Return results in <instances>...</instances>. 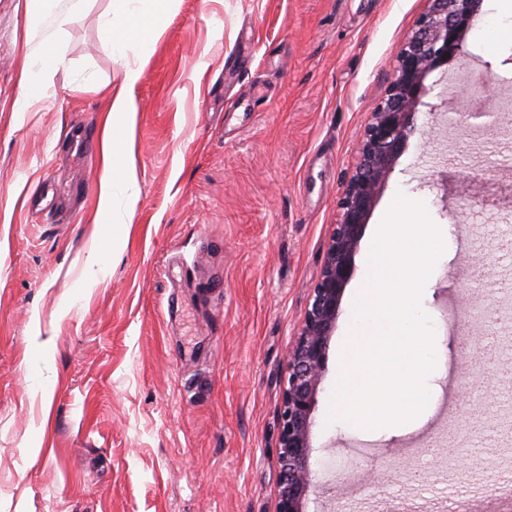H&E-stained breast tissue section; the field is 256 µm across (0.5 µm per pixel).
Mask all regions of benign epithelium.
<instances>
[{"mask_svg":"<svg viewBox=\"0 0 512 512\" xmlns=\"http://www.w3.org/2000/svg\"><path fill=\"white\" fill-rule=\"evenodd\" d=\"M482 0H428L415 31L399 46L394 77L372 113L362 137L354 173L339 201V217L329 238L321 275L312 288L304 324L288 350V377L278 425L280 480L275 512H304L312 487V413L322 383L329 340L341 300L353 277L354 256L363 229L386 183L416 131L420 107L438 112L447 101H423L425 82L461 56Z\"/></svg>","mask_w":512,"mask_h":512,"instance_id":"7a95c632","label":"benign epithelium"}]
</instances>
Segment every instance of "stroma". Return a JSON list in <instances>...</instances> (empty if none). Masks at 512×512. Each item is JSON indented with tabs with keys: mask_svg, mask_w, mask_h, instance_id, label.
<instances>
[{
	"mask_svg": "<svg viewBox=\"0 0 512 512\" xmlns=\"http://www.w3.org/2000/svg\"><path fill=\"white\" fill-rule=\"evenodd\" d=\"M113 0H52L37 21L0 0V512H275L277 428L287 350L299 333L360 137L427 0H175L162 32L134 42L137 197L131 224L89 296L76 284L95 236L104 84L121 63L100 28ZM58 41L63 61L33 111L13 110L25 61ZM481 99L512 98V16L483 0L460 59L433 74ZM417 130L363 230L397 192L433 223L465 227L422 296L431 318L462 295L485 308L512 290V112H419ZM482 206L462 209L464 195ZM363 268L345 288L311 429L305 512H501L492 488L512 445L495 431L512 404V362L483 376L464 464L410 454L444 425L469 380L460 340L492 333L458 313L435 335L454 370L431 381L432 410L395 433L327 424L338 352Z\"/></svg>",
	"mask_w": 512,
	"mask_h": 512,
	"instance_id": "35a3bbf8",
	"label": "stroma"
}]
</instances>
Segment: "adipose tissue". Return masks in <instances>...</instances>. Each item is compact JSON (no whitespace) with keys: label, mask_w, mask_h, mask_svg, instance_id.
<instances>
[{"label":"adipose tissue","mask_w":512,"mask_h":512,"mask_svg":"<svg viewBox=\"0 0 512 512\" xmlns=\"http://www.w3.org/2000/svg\"><path fill=\"white\" fill-rule=\"evenodd\" d=\"M115 3V8L100 19L114 57L123 62L119 84L105 91L107 112L101 132L96 204V221L102 225L114 221L116 192L128 191L134 185L127 133L135 114L133 89L141 78V70L126 63L127 48L134 40L158 32L173 6V0H115Z\"/></svg>","instance_id":"obj_1"}]
</instances>
